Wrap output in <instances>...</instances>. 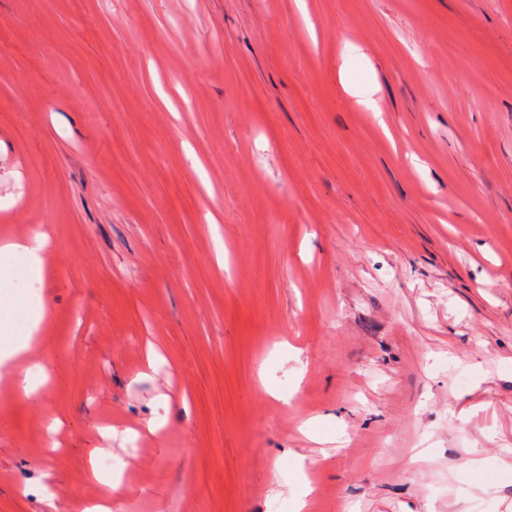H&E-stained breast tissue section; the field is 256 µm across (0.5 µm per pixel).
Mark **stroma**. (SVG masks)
Listing matches in <instances>:
<instances>
[{
	"label": "stroma",
	"instance_id": "obj_1",
	"mask_svg": "<svg viewBox=\"0 0 512 512\" xmlns=\"http://www.w3.org/2000/svg\"><path fill=\"white\" fill-rule=\"evenodd\" d=\"M40 231L0 512H512V0H0ZM44 317L43 308L31 309L27 317L25 336L0 347V381L7 383L17 397H30L38 386L47 380L44 372L42 378L37 381L32 378L30 369L25 372L21 370L23 363L28 362L37 352L41 353L46 349L45 343L37 337Z\"/></svg>",
	"mask_w": 512,
	"mask_h": 512
}]
</instances>
